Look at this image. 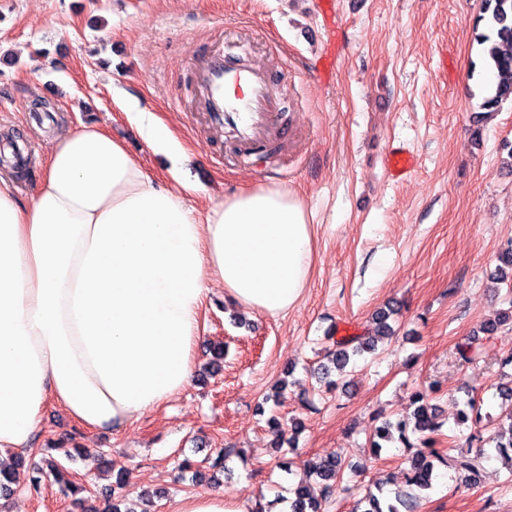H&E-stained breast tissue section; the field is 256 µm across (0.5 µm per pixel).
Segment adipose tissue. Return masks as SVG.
Listing matches in <instances>:
<instances>
[{
  "label": "adipose tissue",
  "instance_id": "obj_1",
  "mask_svg": "<svg viewBox=\"0 0 512 512\" xmlns=\"http://www.w3.org/2000/svg\"><path fill=\"white\" fill-rule=\"evenodd\" d=\"M314 259L295 194L196 209L98 125L62 130L28 198L0 175V449L31 447L50 400L88 429L161 407L194 377L212 286L283 316Z\"/></svg>",
  "mask_w": 512,
  "mask_h": 512
}]
</instances>
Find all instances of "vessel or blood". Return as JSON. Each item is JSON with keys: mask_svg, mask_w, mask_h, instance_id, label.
I'll use <instances>...</instances> for the list:
<instances>
[{"mask_svg": "<svg viewBox=\"0 0 512 512\" xmlns=\"http://www.w3.org/2000/svg\"><path fill=\"white\" fill-rule=\"evenodd\" d=\"M193 83L204 102L209 129L223 132L226 145L241 165L261 158L266 171L276 168L274 151L288 140V122L282 116L287 96V72L269 69L253 54L250 44L238 39L216 43L193 64ZM393 178L413 173L414 154L388 157Z\"/></svg>", "mask_w": 512, "mask_h": 512, "instance_id": "1", "label": "vessel or blood"}]
</instances>
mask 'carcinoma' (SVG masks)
I'll return each instance as SVG.
<instances>
[{
    "instance_id": "1",
    "label": "carcinoma",
    "mask_w": 512,
    "mask_h": 512,
    "mask_svg": "<svg viewBox=\"0 0 512 512\" xmlns=\"http://www.w3.org/2000/svg\"><path fill=\"white\" fill-rule=\"evenodd\" d=\"M476 23L483 24V31L478 35V44L482 46V60L492 81L486 87L482 96L481 109L488 113L498 111L500 105L512 100V0H483L481 14ZM495 280L512 285V247L506 249L499 257ZM397 314V310L380 311L372 317L368 328L361 334H354L336 340L335 347L326 353L327 362L316 369L318 379L325 380L329 386L336 385L332 376L343 374L347 367L353 366L357 358L365 353H373L378 344L394 335V329L389 318ZM412 432L422 438L423 443L432 442L430 434L438 430L435 409L429 403L428 396L417 391L412 396ZM481 420V412L475 398H469L457 417V424L462 426ZM508 427H500L492 437L494 450L504 454L512 450V414L508 416ZM406 425L384 420L376 429L370 448L378 453L386 444L394 440V433L405 437ZM486 454V448L471 447L462 451L453 459V466L462 474V479L468 481L478 474L479 460ZM435 452L419 449L408 458L409 468L405 473L406 490L394 492V497H382L383 490L378 494H368L357 504L353 512H414L420 499L419 492L433 487L436 479L434 464L430 457ZM347 465L341 458L331 452L320 454L306 461L304 469L306 479L299 482L292 490L293 497L286 499L288 512H322L323 504L327 503L336 493L341 483ZM52 479L65 493L84 492L86 488L77 485L68 478L67 469L57 461L49 459L46 468L40 470V475L33 479L34 489H39L42 477ZM322 482L321 498L313 496L309 480Z\"/></svg>"
}]
</instances>
